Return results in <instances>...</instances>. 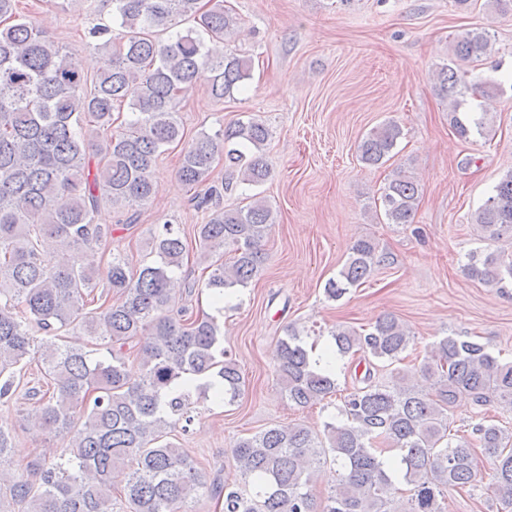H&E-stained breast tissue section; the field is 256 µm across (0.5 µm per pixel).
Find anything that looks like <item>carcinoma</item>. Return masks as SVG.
I'll return each mask as SVG.
<instances>
[{"label":"carcinoma","mask_w":512,"mask_h":512,"mask_svg":"<svg viewBox=\"0 0 512 512\" xmlns=\"http://www.w3.org/2000/svg\"><path fill=\"white\" fill-rule=\"evenodd\" d=\"M17 2L0 0V400L14 399L23 368L40 361L44 388L32 391L40 427L68 439L57 458L22 464L10 457L12 434L0 428V500L10 498L18 512H113L117 499L123 512H194L204 496L223 502V512H446L449 492L474 486L482 452L493 459L489 488L498 512H512V433L486 420L469 437L448 425L461 395L512 411V361L478 341L444 336L419 369L428 386L401 372L381 383L377 363L401 361L412 343L393 314L362 331H331L329 357L362 354L364 376L323 431L276 425L236 440L231 458L241 484L208 473L174 442L192 422L193 394L215 385L213 397L230 404L243 394L219 322L182 299L202 286L219 304L260 271L272 208L256 194L244 207L224 208L228 182L198 188L221 157L239 183L263 184L268 128L250 117L182 149L179 181L207 212L196 245L216 256L204 281L175 277L187 246L172 224L153 232L152 262L134 268L114 253L101 264L111 229L95 216L102 201L122 212L152 202L156 161L183 138L181 95L199 83L216 99L245 88L248 60L215 55L206 42L233 34L238 19L224 0H112L110 21L84 35L86 46L111 52L112 67L90 79L76 53L21 16ZM188 21L193 26L179 29ZM491 50L486 32L469 30L456 39L454 60L437 70L436 91L448 99L449 124L463 140L484 132L487 113L469 106L458 63ZM123 107L131 118L120 122L114 111ZM401 135L395 123L372 130L358 145L360 161L386 164ZM421 195L416 179L394 174L380 192L386 223H414ZM472 223L487 241L512 240V170ZM387 260L373 240L358 239L338 277L326 282V296L340 299ZM464 272L500 287L512 280V254H473ZM109 294L112 303L102 302ZM81 336L107 341L108 356L93 357L77 344ZM276 365L297 407L337 392L336 372L313 365L293 325L278 341ZM190 376L207 382L189 384ZM384 445L397 451L388 463ZM318 478L328 483L320 499L311 492Z\"/></svg>","instance_id":"1"}]
</instances>
